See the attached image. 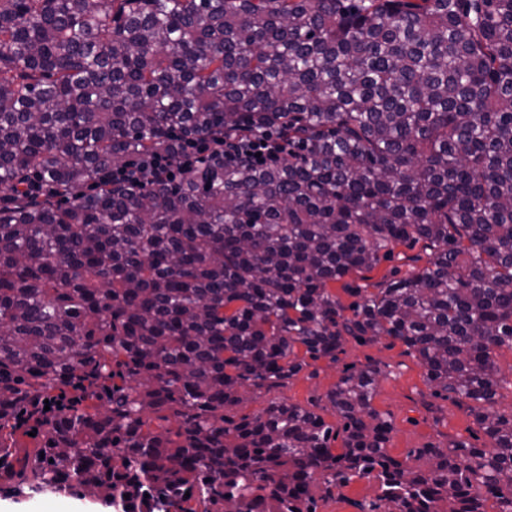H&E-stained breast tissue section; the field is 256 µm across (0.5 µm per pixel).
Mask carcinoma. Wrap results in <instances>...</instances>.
<instances>
[{"mask_svg": "<svg viewBox=\"0 0 512 512\" xmlns=\"http://www.w3.org/2000/svg\"><path fill=\"white\" fill-rule=\"evenodd\" d=\"M273 131L170 186L98 182L187 136ZM36 178L56 192L34 201ZM0 477L124 512H512V0H0ZM422 245L370 292L331 286ZM399 341L488 438L387 453L382 370L271 400L346 338ZM80 401L22 447L24 406ZM378 492L377 484L372 479L356 478L347 486L333 490V496L320 501L318 512H359L354 502L370 500Z\"/></svg>", "mask_w": 512, "mask_h": 512, "instance_id": "carcinoma-1", "label": "carcinoma"}]
</instances>
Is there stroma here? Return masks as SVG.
I'll list each match as a JSON object with an SVG mask.
<instances>
[{"mask_svg":"<svg viewBox=\"0 0 512 512\" xmlns=\"http://www.w3.org/2000/svg\"><path fill=\"white\" fill-rule=\"evenodd\" d=\"M337 362L321 359L311 363L286 386L276 392L277 398L290 404L315 409L329 424L339 419L328 406L325 395L335 386L345 369L380 366L381 377L372 405L387 416L393 425L388 452L396 459H406L410 451L428 443H448L463 438L480 446L486 441L482 431L463 406L433 396L425 381V370L414 353L400 342L382 338L361 343L347 339ZM377 484L371 479H354L347 486L334 489L331 498L321 502L318 512H358V502L375 497ZM59 512H115L87 493L61 496L43 490L38 493L15 494L9 482L0 480V512H45L48 505Z\"/></svg>","mask_w":512,"mask_h":512,"instance_id":"1","label":"stroma"}]
</instances>
